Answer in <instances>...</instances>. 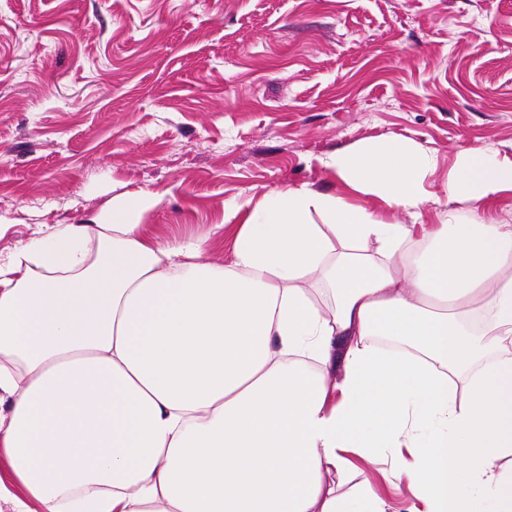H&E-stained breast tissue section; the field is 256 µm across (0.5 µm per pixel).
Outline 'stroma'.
Segmentation results:
<instances>
[{
  "mask_svg": "<svg viewBox=\"0 0 512 512\" xmlns=\"http://www.w3.org/2000/svg\"><path fill=\"white\" fill-rule=\"evenodd\" d=\"M389 138L436 160L416 214L320 163ZM465 141L512 154V0H0L1 258L139 189L211 262L288 186L437 224Z\"/></svg>",
  "mask_w": 512,
  "mask_h": 512,
  "instance_id": "35a3bbf8",
  "label": "stroma"
}]
</instances>
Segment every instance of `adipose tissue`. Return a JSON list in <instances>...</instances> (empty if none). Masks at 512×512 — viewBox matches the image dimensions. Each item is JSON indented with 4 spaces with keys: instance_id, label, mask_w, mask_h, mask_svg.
Wrapping results in <instances>:
<instances>
[{
    "instance_id": "obj_1",
    "label": "adipose tissue",
    "mask_w": 512,
    "mask_h": 512,
    "mask_svg": "<svg viewBox=\"0 0 512 512\" xmlns=\"http://www.w3.org/2000/svg\"><path fill=\"white\" fill-rule=\"evenodd\" d=\"M391 210L428 151L323 160ZM512 159L460 149L439 224H389L307 187L233 225L223 262L142 224L126 192L0 260V447L11 512H387L354 458L422 512H512ZM321 215L322 223L311 220ZM460 387H453L451 379Z\"/></svg>"
}]
</instances>
